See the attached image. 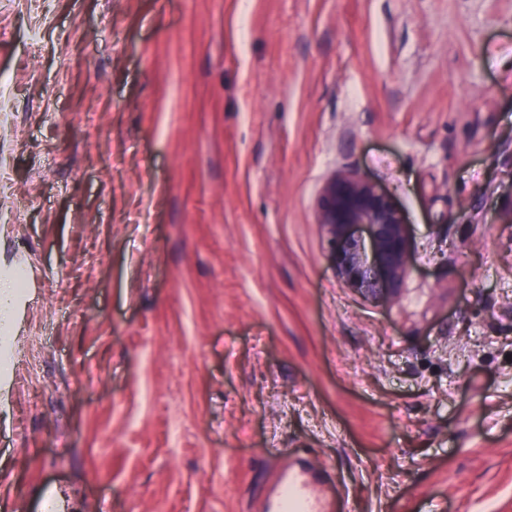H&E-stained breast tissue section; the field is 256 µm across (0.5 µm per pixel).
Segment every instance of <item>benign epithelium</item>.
I'll use <instances>...</instances> for the list:
<instances>
[{
    "label": "benign epithelium",
    "instance_id": "benign-epithelium-1",
    "mask_svg": "<svg viewBox=\"0 0 512 512\" xmlns=\"http://www.w3.org/2000/svg\"><path fill=\"white\" fill-rule=\"evenodd\" d=\"M317 223L338 279L365 298L400 297L413 268L403 214L385 190L352 171L333 174L318 200Z\"/></svg>",
    "mask_w": 512,
    "mask_h": 512
}]
</instances>
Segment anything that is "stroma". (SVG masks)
I'll use <instances>...</instances> for the list:
<instances>
[{
    "label": "stroma",
    "instance_id": "1",
    "mask_svg": "<svg viewBox=\"0 0 512 512\" xmlns=\"http://www.w3.org/2000/svg\"><path fill=\"white\" fill-rule=\"evenodd\" d=\"M0 0V512H512V0ZM350 170L413 272L346 288ZM317 222L338 279L365 298L390 304L413 268L403 214L385 190L352 171L334 173L318 200ZM19 293L12 283H0V328L13 332L14 313L19 302ZM331 476L316 471L307 462L279 466L272 491L261 504L263 511L345 512L346 495L329 484Z\"/></svg>",
    "mask_w": 512,
    "mask_h": 512
}]
</instances>
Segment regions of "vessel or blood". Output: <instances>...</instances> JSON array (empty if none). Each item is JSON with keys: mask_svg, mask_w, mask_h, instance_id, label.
I'll return each instance as SVG.
<instances>
[{"mask_svg": "<svg viewBox=\"0 0 512 512\" xmlns=\"http://www.w3.org/2000/svg\"><path fill=\"white\" fill-rule=\"evenodd\" d=\"M263 512H346L347 498L308 463L279 466Z\"/></svg>", "mask_w": 512, "mask_h": 512, "instance_id": "1", "label": "vessel or blood"}]
</instances>
